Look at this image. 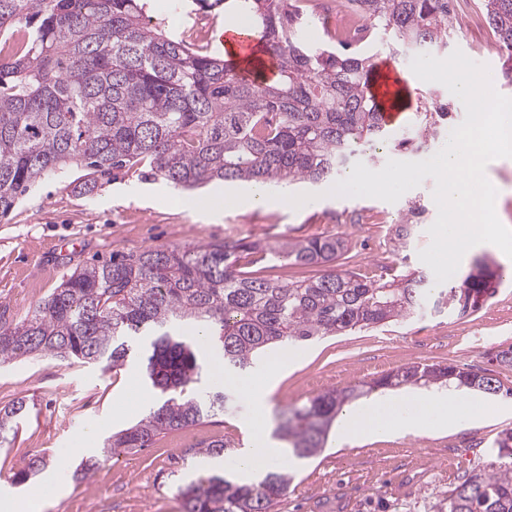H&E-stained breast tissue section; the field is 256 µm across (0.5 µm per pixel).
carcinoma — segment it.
Returning a JSON list of instances; mask_svg holds the SVG:
<instances>
[{"label": "carcinoma", "mask_w": 512, "mask_h": 512, "mask_svg": "<svg viewBox=\"0 0 512 512\" xmlns=\"http://www.w3.org/2000/svg\"><path fill=\"white\" fill-rule=\"evenodd\" d=\"M373 43L394 53L446 43L456 21L452 0H350ZM188 16L224 13L248 22L275 59L272 79L245 76L234 57L152 23L147 0H0V33L23 34L0 58V216L42 179L70 163L95 173L147 160L154 175L182 189L214 181L264 185L330 181L359 143L418 150L451 116L432 94L414 113L405 139L385 123L370 91L374 55L361 47L312 44L291 0H179ZM489 24L512 70V0H484ZM422 208L412 204L395 227L407 244ZM348 248L340 236L289 239L265 248L242 239L205 246H160L75 268L19 322L0 304V365L29 357L80 361L104 369L139 360L154 406L133 426L103 440L102 456L147 448L173 431L224 413L234 398L225 379L251 370L267 351L406 318L431 288L422 274L380 282L338 271ZM244 253L318 276L275 281L241 270ZM501 277L487 257L473 260L445 295L460 313L478 310ZM441 384L490 396L497 380L454 364H411L368 390ZM362 387L329 390L281 413L275 436L298 459L314 456L341 406ZM22 396L0 407V443L28 412ZM196 454L221 456L224 439ZM494 460L450 484L437 512H512V430L494 441ZM33 456L16 473L24 484L42 471ZM291 476L271 469L259 481L221 474L176 486L184 512H273Z\"/></svg>", "instance_id": "obj_1"}]
</instances>
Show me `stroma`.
I'll return each instance as SVG.
<instances>
[{
	"label": "stroma",
	"instance_id": "obj_1",
	"mask_svg": "<svg viewBox=\"0 0 512 512\" xmlns=\"http://www.w3.org/2000/svg\"><path fill=\"white\" fill-rule=\"evenodd\" d=\"M459 18L436 58L461 50L488 66L500 94L512 97V71L490 29L480 0H456ZM86 168L74 166L45 178L0 218V303L22 320L77 266L106 260L112 253L149 246L203 245L231 236L275 246L286 239L340 236L347 252L336 266L371 279L432 271L418 253L428 247L429 227L438 214L434 181L427 178L394 203L366 197L328 195L327 185L293 186L315 191L314 207L288 204L250 209L231 205L208 219L178 205L184 190L153 175L149 164L97 176L84 190ZM425 212L407 247L394 230L409 203ZM512 346V274L476 312L462 315L427 301L410 317L382 326L327 336L295 350L277 376L268 360L251 375L274 379L272 412L300 405L318 390H345L372 382L410 363H453L496 378L501 395L472 392L486 408L472 426L430 435L405 433L362 445L327 441L318 455L289 463L293 481L276 512H433L450 479L489 462L497 435L512 429V367L496 361ZM321 378V389L312 381ZM25 396L30 409L10 444L0 446V499L25 501L42 495L43 512H181L177 484L199 473L224 468L226 460L251 445L244 400L224 416L158 438L146 449L124 451L101 461L93 477L75 481L74 468L100 448L105 436L128 428L148 410L137 363L100 370L74 361L26 358L0 366V404ZM223 438L222 457H194L202 439ZM51 462L38 476L13 485L14 473L37 451Z\"/></svg>",
	"mask_w": 512,
	"mask_h": 512
}]
</instances>
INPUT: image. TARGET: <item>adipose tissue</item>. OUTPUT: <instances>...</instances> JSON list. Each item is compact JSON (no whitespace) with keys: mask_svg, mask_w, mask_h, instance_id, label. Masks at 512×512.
<instances>
[{"mask_svg":"<svg viewBox=\"0 0 512 512\" xmlns=\"http://www.w3.org/2000/svg\"><path fill=\"white\" fill-rule=\"evenodd\" d=\"M250 405L248 425L255 431L251 448L235 459L233 467L242 472L285 466L287 457L279 449L268 447L269 389L255 387L243 381L239 384ZM476 406L462 396L414 394L399 397L384 396L344 410L336 427V440L345 443L371 437L390 436L405 432L431 433L456 427L477 419Z\"/></svg>","mask_w":512,"mask_h":512,"instance_id":"1","label":"adipose tissue"}]
</instances>
